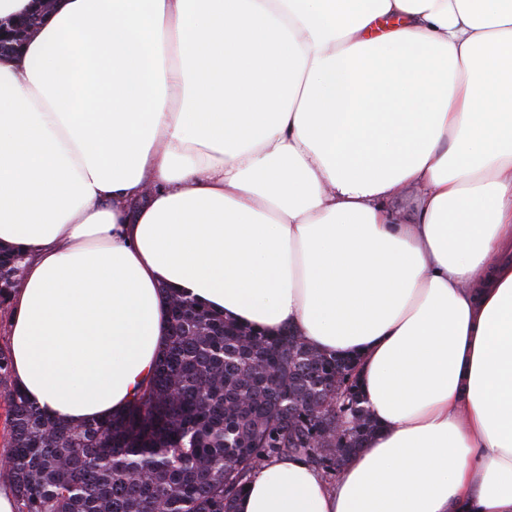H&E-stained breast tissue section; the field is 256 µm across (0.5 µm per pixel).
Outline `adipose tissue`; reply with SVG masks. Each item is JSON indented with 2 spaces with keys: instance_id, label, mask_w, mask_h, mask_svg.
I'll return each instance as SVG.
<instances>
[{
  "instance_id": "ef3b65f1",
  "label": "adipose tissue",
  "mask_w": 512,
  "mask_h": 512,
  "mask_svg": "<svg viewBox=\"0 0 512 512\" xmlns=\"http://www.w3.org/2000/svg\"><path fill=\"white\" fill-rule=\"evenodd\" d=\"M0 242L47 414L143 391L171 288L359 361L374 436L238 512H512V0H54L0 55ZM21 253L15 252L10 247L0 245V288L2 300H6L8 290L13 287L23 260Z\"/></svg>"
}]
</instances>
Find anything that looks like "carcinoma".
Listing matches in <instances>:
<instances>
[{"label": "carcinoma", "mask_w": 512, "mask_h": 512, "mask_svg": "<svg viewBox=\"0 0 512 512\" xmlns=\"http://www.w3.org/2000/svg\"><path fill=\"white\" fill-rule=\"evenodd\" d=\"M23 264L0 245V296ZM168 344L149 385L128 407L73 427L46 414L14 383L0 348L8 406L5 481L18 512H236L257 470L287 456L333 476L351 448L314 446L336 432V370L349 358L298 336H270L170 291ZM376 428L369 410L353 435Z\"/></svg>", "instance_id": "cac0c4a2"}]
</instances>
